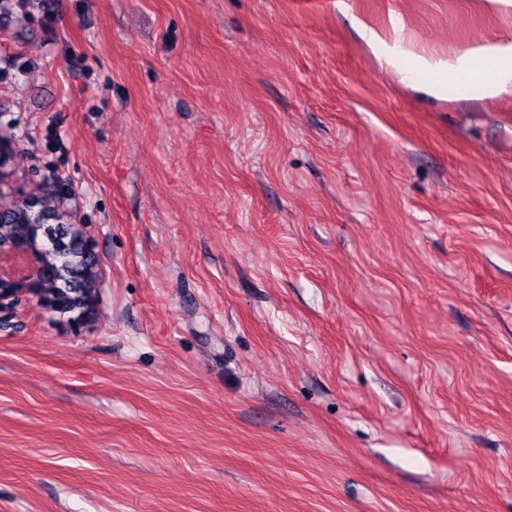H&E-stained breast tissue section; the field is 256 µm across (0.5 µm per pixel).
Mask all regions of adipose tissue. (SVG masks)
I'll return each instance as SVG.
<instances>
[{"label":"adipose tissue","instance_id":"1","mask_svg":"<svg viewBox=\"0 0 512 512\" xmlns=\"http://www.w3.org/2000/svg\"><path fill=\"white\" fill-rule=\"evenodd\" d=\"M410 56L411 65L401 70V79L412 84L418 83V76H426V83H420L426 94L436 95L448 81L455 82L463 96L477 86L491 96L512 90L511 38L483 48L455 52L445 59L420 53Z\"/></svg>","mask_w":512,"mask_h":512}]
</instances>
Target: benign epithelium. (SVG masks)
<instances>
[{
	"mask_svg": "<svg viewBox=\"0 0 512 512\" xmlns=\"http://www.w3.org/2000/svg\"><path fill=\"white\" fill-rule=\"evenodd\" d=\"M15 159L13 136L0 125V314L15 309L24 298H34L50 312L68 316L71 323L94 315L99 287L76 285L64 296L49 293V284L72 266L92 272V254L79 229L63 222L64 192L53 186L29 194L13 187L10 163Z\"/></svg>",
	"mask_w": 512,
	"mask_h": 512,
	"instance_id": "obj_1",
	"label": "benign epithelium"
}]
</instances>
